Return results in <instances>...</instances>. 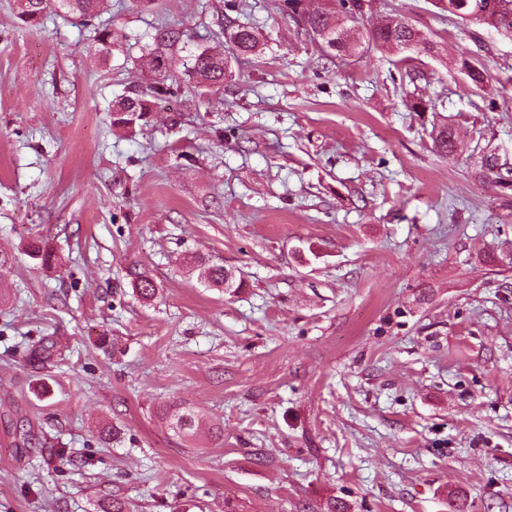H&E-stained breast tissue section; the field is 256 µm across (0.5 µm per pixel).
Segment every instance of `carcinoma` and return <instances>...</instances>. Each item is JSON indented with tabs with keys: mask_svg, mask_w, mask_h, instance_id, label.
I'll return each instance as SVG.
<instances>
[{
	"mask_svg": "<svg viewBox=\"0 0 512 512\" xmlns=\"http://www.w3.org/2000/svg\"><path fill=\"white\" fill-rule=\"evenodd\" d=\"M104 0H16V15L23 25L28 28L40 24L43 13L48 8L60 10L65 14L78 15L83 18H93L98 15ZM367 0H334V4L324 12L309 16L308 23L315 32L330 30L342 34L344 44L335 51L337 56H356L370 47L384 49L400 56L399 63L410 72V61L413 57L406 54L404 44L414 41L417 43L413 52L416 54L433 55L437 45L414 24L404 19H391L373 30L366 32L355 28L359 16L364 13ZM490 0H447L444 10L448 16L458 20L479 24H487L497 31L512 34V8L500 13L488 12ZM179 40L175 31L160 30L154 37V48L147 53L149 65L161 66L165 62L166 50L173 47ZM228 53L212 56L202 50L188 56L185 75L197 87H220L228 78L232 60L241 55L254 54L259 51L260 42L254 28L250 25L238 24L229 30ZM95 53L108 56L112 51V32L103 28L98 33L93 47ZM461 66L466 68L465 75L471 84L480 88L485 83V72L474 65L467 53H461ZM174 95L176 90L171 85H158L141 92H134L128 99L136 106L134 113L144 116L151 111V100L163 95ZM432 141L437 152L448 156L456 152L457 143L453 129L443 124L432 131ZM474 173L483 179L495 176V183L503 189L512 187V167L508 164H498L493 156L484 155L474 161ZM29 255L41 260L42 265L51 266L57 261L53 250L35 242L29 247ZM194 264L200 267V278L210 288L224 287L226 277L222 265L208 264L205 259L198 257ZM170 425L179 434H189L195 426V416L190 412L177 413L170 418Z\"/></svg>",
	"mask_w": 512,
	"mask_h": 512,
	"instance_id": "cac0c4a2",
	"label": "carcinoma"
}]
</instances>
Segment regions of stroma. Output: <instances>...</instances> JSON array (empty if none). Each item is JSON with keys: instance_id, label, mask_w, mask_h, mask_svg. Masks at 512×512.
Here are the masks:
<instances>
[{"instance_id": "1", "label": "stroma", "mask_w": 512, "mask_h": 512, "mask_svg": "<svg viewBox=\"0 0 512 512\" xmlns=\"http://www.w3.org/2000/svg\"><path fill=\"white\" fill-rule=\"evenodd\" d=\"M436 3L363 16L437 43L404 75L323 55L280 0H108L105 59L94 23L27 28L0 0V512H512V190L471 168L512 163V38ZM238 24L263 50L221 88L113 125L158 28L178 78ZM194 255L243 288L205 287ZM432 141L437 152L448 156L456 152L457 143L453 129L448 124H442L432 131Z\"/></svg>"}]
</instances>
